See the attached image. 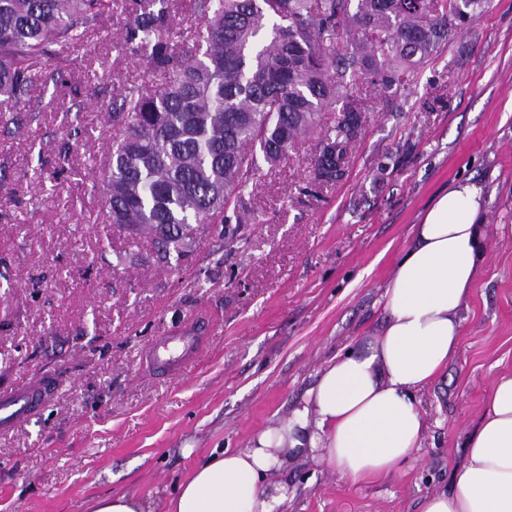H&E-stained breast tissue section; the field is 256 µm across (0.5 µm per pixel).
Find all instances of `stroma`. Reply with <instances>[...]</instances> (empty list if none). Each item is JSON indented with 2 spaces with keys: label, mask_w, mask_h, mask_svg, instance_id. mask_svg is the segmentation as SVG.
<instances>
[{
  "label": "stroma",
  "mask_w": 512,
  "mask_h": 512,
  "mask_svg": "<svg viewBox=\"0 0 512 512\" xmlns=\"http://www.w3.org/2000/svg\"><path fill=\"white\" fill-rule=\"evenodd\" d=\"M110 16L60 82L36 85L20 132H0V395L44 400L0 426V512H87L112 493L166 512L177 483L214 449L245 447L285 420L317 370L372 335L413 224L462 178L487 196L486 260L454 357L419 396L421 447L394 473L352 482L298 459L271 474L285 512H419L452 488L497 374L512 372V0L479 17L369 110L346 172L306 190L317 132L255 177L254 220L234 240L196 227L187 255L110 230L95 191L112 87L154 81L117 43ZM201 328L187 362L151 368L158 339Z\"/></svg>",
  "instance_id": "stroma-1"
}]
</instances>
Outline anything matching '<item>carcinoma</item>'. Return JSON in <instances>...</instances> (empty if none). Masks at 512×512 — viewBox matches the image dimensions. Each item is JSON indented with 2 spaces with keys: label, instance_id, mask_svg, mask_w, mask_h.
Wrapping results in <instances>:
<instances>
[{
  "label": "carcinoma",
  "instance_id": "1",
  "mask_svg": "<svg viewBox=\"0 0 512 512\" xmlns=\"http://www.w3.org/2000/svg\"><path fill=\"white\" fill-rule=\"evenodd\" d=\"M490 0H192L194 27L175 26L180 0H0V127L33 111L41 62L89 45L124 14L122 49L162 76L117 86L112 152L98 181L111 223L152 237L158 261L188 252L195 225L245 224L260 163L288 159L321 126L311 185L336 182L365 123L363 77L389 96Z\"/></svg>",
  "mask_w": 512,
  "mask_h": 512
}]
</instances>
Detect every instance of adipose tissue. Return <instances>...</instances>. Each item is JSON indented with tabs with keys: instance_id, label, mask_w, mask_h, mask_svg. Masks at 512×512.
<instances>
[{
	"instance_id": "1",
	"label": "adipose tissue",
	"mask_w": 512,
	"mask_h": 512,
	"mask_svg": "<svg viewBox=\"0 0 512 512\" xmlns=\"http://www.w3.org/2000/svg\"><path fill=\"white\" fill-rule=\"evenodd\" d=\"M481 184L456 181L414 225L382 294L378 331L318 371L287 419L247 446L213 451L169 500V512H284L294 496L270 474L308 458L353 482L391 474L420 448L417 396L455 354L486 258ZM421 512H512V373L499 375L452 489Z\"/></svg>"
}]
</instances>
